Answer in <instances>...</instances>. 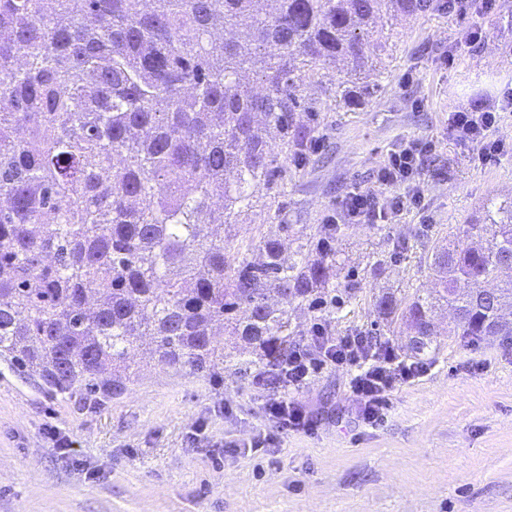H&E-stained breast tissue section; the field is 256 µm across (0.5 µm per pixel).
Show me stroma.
<instances>
[{"mask_svg":"<svg viewBox=\"0 0 512 512\" xmlns=\"http://www.w3.org/2000/svg\"><path fill=\"white\" fill-rule=\"evenodd\" d=\"M510 16L512 0H497L481 21L482 40L470 44L459 39L468 17L445 7L379 23L371 40L387 52L367 76L380 90L364 109L304 89L322 103V146L237 217L229 247L280 224L325 223L347 192L373 185L402 141L435 149L424 166L425 212L341 225L335 282L356 288L330 314L291 305L303 331L320 323L333 336L378 332L409 358L405 335L378 312L376 297L432 291L433 242L488 198L512 196V114L498 128L505 153L482 170L474 146L448 131L451 110L492 105L512 89ZM397 241L405 244L398 255ZM449 321L446 312L436 319L427 374L394 391L376 426L359 421L346 370L325 368L291 391L316 423L308 434L277 430L263 408L276 389L257 382L275 368L243 355L226 358L216 381L136 357L127 390L97 404L50 395L0 357V512H512V347L466 345L445 336ZM55 433L71 448H56ZM267 435L274 451H250Z\"/></svg>","mask_w":512,"mask_h":512,"instance_id":"1","label":"stroma"}]
</instances>
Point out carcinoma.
<instances>
[{
  "label": "carcinoma",
  "mask_w": 512,
  "mask_h": 512,
  "mask_svg": "<svg viewBox=\"0 0 512 512\" xmlns=\"http://www.w3.org/2000/svg\"><path fill=\"white\" fill-rule=\"evenodd\" d=\"M434 0H0V357L52 394L118 396L147 339L157 364L224 374L229 336L274 364L297 346L288 309L341 304L335 224L285 257L263 236L254 263L220 229L301 166L319 138L301 88L338 69L336 100L375 93L369 34ZM257 76L246 86L241 77ZM512 198L488 199L430 256L438 288L376 307L411 351L450 336L512 344Z\"/></svg>",
  "instance_id": "cac0c4a2"
}]
</instances>
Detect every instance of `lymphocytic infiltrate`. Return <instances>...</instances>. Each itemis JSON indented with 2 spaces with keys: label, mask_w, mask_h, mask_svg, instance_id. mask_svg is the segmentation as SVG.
I'll return each instance as SVG.
<instances>
[{
  "label": "lymphocytic infiltrate",
  "mask_w": 512,
  "mask_h": 512,
  "mask_svg": "<svg viewBox=\"0 0 512 512\" xmlns=\"http://www.w3.org/2000/svg\"><path fill=\"white\" fill-rule=\"evenodd\" d=\"M512 112V90L505 92L499 105L483 109L461 106L448 114V129L460 141L475 145L478 167L497 162L505 151L496 132L506 113ZM432 151L428 141L412 139L392 150L377 167L376 190H354L336 203L329 223L393 224L405 212L426 208L427 184L422 179V162ZM313 351L295 350L280 361L277 381L280 388L305 384L323 366L351 368L349 389L358 401V415L368 425L380 422L393 391L423 377V364L400 359L388 346L372 348L365 335L354 332L337 338L323 328L313 332ZM268 417L282 431L312 432L315 424L305 409L280 395L267 400Z\"/></svg>",
  "instance_id": "f902f5d3"
}]
</instances>
